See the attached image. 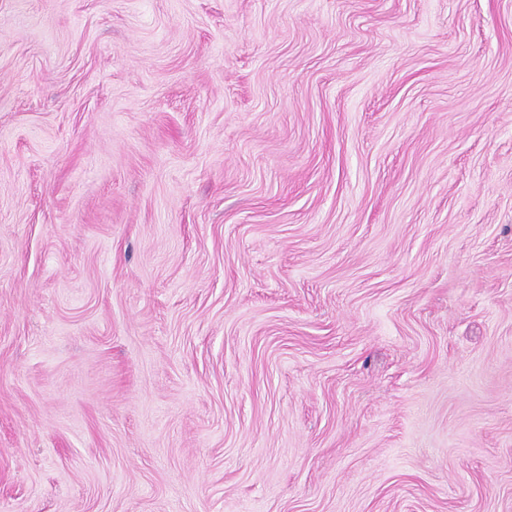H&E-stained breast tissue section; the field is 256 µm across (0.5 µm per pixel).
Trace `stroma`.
Returning a JSON list of instances; mask_svg holds the SVG:
<instances>
[{"label":"stroma","instance_id":"stroma-1","mask_svg":"<svg viewBox=\"0 0 512 512\" xmlns=\"http://www.w3.org/2000/svg\"><path fill=\"white\" fill-rule=\"evenodd\" d=\"M0 512H512V0H0Z\"/></svg>","mask_w":512,"mask_h":512}]
</instances>
